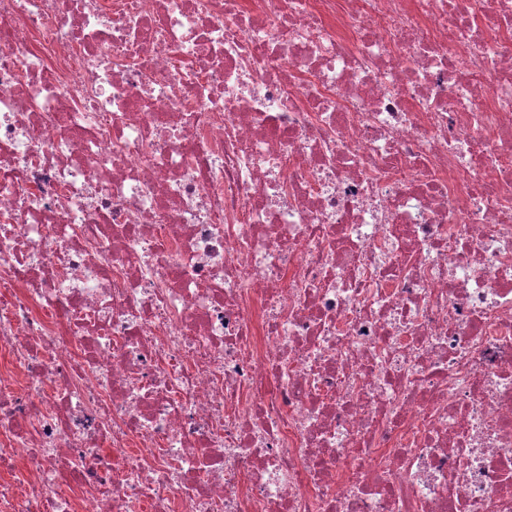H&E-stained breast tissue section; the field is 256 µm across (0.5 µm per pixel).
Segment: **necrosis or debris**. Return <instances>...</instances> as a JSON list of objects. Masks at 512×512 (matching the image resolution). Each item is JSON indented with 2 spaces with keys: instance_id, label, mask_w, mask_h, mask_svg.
Listing matches in <instances>:
<instances>
[{
  "instance_id": "necrosis-or-debris-1",
  "label": "necrosis or debris",
  "mask_w": 512,
  "mask_h": 512,
  "mask_svg": "<svg viewBox=\"0 0 512 512\" xmlns=\"http://www.w3.org/2000/svg\"><path fill=\"white\" fill-rule=\"evenodd\" d=\"M0 512H512V0H0Z\"/></svg>"
}]
</instances>
